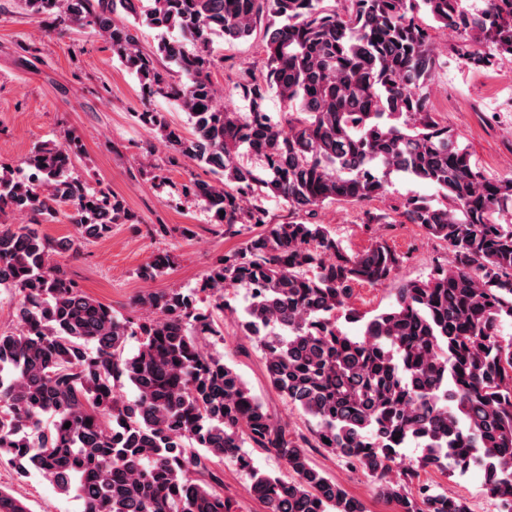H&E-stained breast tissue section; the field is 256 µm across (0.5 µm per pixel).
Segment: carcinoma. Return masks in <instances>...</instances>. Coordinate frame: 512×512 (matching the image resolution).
I'll use <instances>...</instances> for the list:
<instances>
[{"instance_id":"1","label":"carcinoma","mask_w":512,"mask_h":512,"mask_svg":"<svg viewBox=\"0 0 512 512\" xmlns=\"http://www.w3.org/2000/svg\"><path fill=\"white\" fill-rule=\"evenodd\" d=\"M18 2L65 28L93 29L148 97L178 105L185 127L165 112L139 118L215 175L182 185L184 196L224 234L250 237L201 288L149 291L137 299L144 313L124 317L79 288L54 261L60 245L38 230L63 206L84 241L133 223L110 189L72 176L77 143L35 148L25 177L0 164V271L9 274L0 286L18 297L17 327L0 332V458L73 496L81 512H236L216 490V461L246 472L266 512H367L316 468L312 446L371 476L397 512H471L466 499L416 481L427 468L464 475L473 465L512 512V337H503L512 180L487 178L431 111L439 61L420 19L512 56V0L476 12L462 0ZM260 23L262 67L221 94L213 38L246 40ZM144 25L161 33L149 52L139 45ZM271 95L283 112L267 111ZM393 173L434 188L407 198L401 216L446 242L453 260L403 282L391 305L365 317L348 306L353 286L386 284L406 256L384 239L347 255L302 214L369 201ZM271 199L293 216L269 221ZM170 267L164 254L138 274L154 281ZM236 289L248 297L240 309L230 303ZM226 310L262 352L270 386L313 421L311 435L275 420L223 356L204 351L203 341L224 339ZM410 446L421 456L399 465ZM248 447L274 453L288 477L258 470Z\"/></svg>"}]
</instances>
